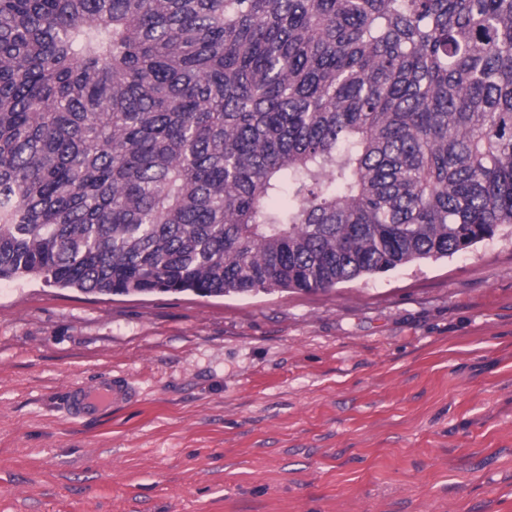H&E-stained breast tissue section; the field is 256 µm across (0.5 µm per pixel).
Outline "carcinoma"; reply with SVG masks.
<instances>
[{
  "instance_id": "obj_1",
  "label": "carcinoma",
  "mask_w": 512,
  "mask_h": 512,
  "mask_svg": "<svg viewBox=\"0 0 512 512\" xmlns=\"http://www.w3.org/2000/svg\"><path fill=\"white\" fill-rule=\"evenodd\" d=\"M512 228V0H0V280L316 291Z\"/></svg>"
}]
</instances>
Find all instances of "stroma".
I'll return each instance as SVG.
<instances>
[{
	"mask_svg": "<svg viewBox=\"0 0 512 512\" xmlns=\"http://www.w3.org/2000/svg\"><path fill=\"white\" fill-rule=\"evenodd\" d=\"M0 512H512V232L312 292L0 281ZM135 395L129 383L120 378L103 379L91 388L72 387L65 397L66 410L74 419L93 416L106 407L119 406L129 401Z\"/></svg>",
	"mask_w": 512,
	"mask_h": 512,
	"instance_id": "obj_1",
	"label": "stroma"
}]
</instances>
